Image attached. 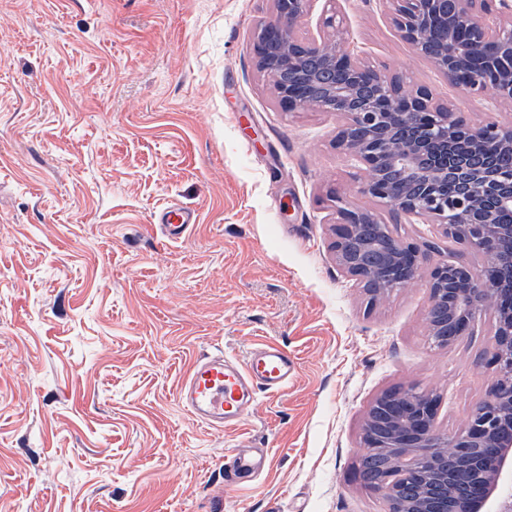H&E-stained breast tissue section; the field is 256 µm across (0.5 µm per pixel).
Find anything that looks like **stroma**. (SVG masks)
Wrapping results in <instances>:
<instances>
[{
	"label": "stroma",
	"mask_w": 512,
	"mask_h": 512,
	"mask_svg": "<svg viewBox=\"0 0 512 512\" xmlns=\"http://www.w3.org/2000/svg\"><path fill=\"white\" fill-rule=\"evenodd\" d=\"M274 0H0V512H389L354 465L383 391L440 398L462 431L489 386L495 315L426 342L423 283L369 302L332 247L330 193L431 261L480 259L357 191L332 112L282 111L251 46ZM345 47L471 121L381 0H347ZM198 222L165 240L154 214ZM291 353L282 392L223 430L177 390L195 358ZM268 470L224 485L235 444Z\"/></svg>",
	"instance_id": "obj_1"
}]
</instances>
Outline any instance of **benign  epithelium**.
Segmentation results:
<instances>
[{
  "label": "benign epithelium",
  "mask_w": 512,
  "mask_h": 512,
  "mask_svg": "<svg viewBox=\"0 0 512 512\" xmlns=\"http://www.w3.org/2000/svg\"><path fill=\"white\" fill-rule=\"evenodd\" d=\"M275 19L265 24L252 44L258 69L270 79L281 109L317 108L341 120L336 149L368 177L359 192L395 211L435 224L452 240L486 256L498 243L512 242V224H499L495 212L512 209V165L500 164L497 151H512V124L473 123L431 91L406 85L341 46L344 16L340 0L321 21L322 34L307 29L310 0H274ZM400 38L432 63L448 84L485 95L493 110L512 107V0H382ZM441 36H435L433 18ZM469 31L466 46L458 42ZM469 138H454L458 127ZM453 194H448V187ZM336 207L332 225L336 263L360 286L383 281L398 263L414 281L425 280L429 294L427 330L444 345L468 331L484 310H493L495 345L486 360L488 398L470 412L464 430L449 436L437 425L438 400L428 391L399 400L390 391L372 403L361 424L363 447L391 453L401 465L416 459L415 449L436 451V481L422 479L406 490L407 512H512V435L494 436L500 417L512 416V275L491 283L482 268L455 260L429 264L420 246L392 238L378 260L362 261L347 249L363 224L379 223L373 211L330 194ZM473 471L483 468L474 449L487 448L495 469L454 501L448 483V449Z\"/></svg>",
  "instance_id": "benign-epithelium-1"
}]
</instances>
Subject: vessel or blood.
Listing matches in <instances>:
<instances>
[{"mask_svg":"<svg viewBox=\"0 0 512 512\" xmlns=\"http://www.w3.org/2000/svg\"><path fill=\"white\" fill-rule=\"evenodd\" d=\"M154 221L163 236L175 242L187 235L197 215L169 205L155 213ZM294 371L293 356L272 343L255 347L241 361L220 352L199 358L190 365L177 397L200 422L213 428L235 427L253 411L258 392L284 390ZM265 466L264 452L236 453L224 462V484L236 486L242 477L260 473Z\"/></svg>","mask_w":512,"mask_h":512,"instance_id":"obj_1","label":"vessel or blood"}]
</instances>
